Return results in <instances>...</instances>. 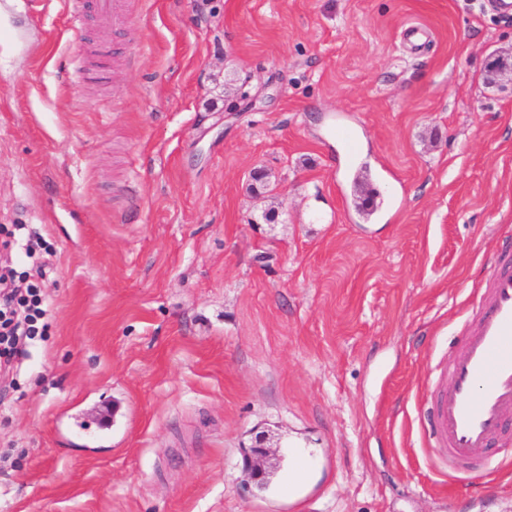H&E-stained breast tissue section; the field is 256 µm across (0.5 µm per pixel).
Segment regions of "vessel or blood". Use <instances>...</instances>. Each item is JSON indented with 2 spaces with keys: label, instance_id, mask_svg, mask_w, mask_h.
Here are the masks:
<instances>
[{
  "label": "vessel or blood",
  "instance_id": "obj_1",
  "mask_svg": "<svg viewBox=\"0 0 512 512\" xmlns=\"http://www.w3.org/2000/svg\"><path fill=\"white\" fill-rule=\"evenodd\" d=\"M70 21L83 29L93 19L102 29L128 26L126 0H67ZM112 51L96 44L85 56L82 75L103 82ZM500 269L484 295L477 326L469 331L449 371V387L432 411L430 427L436 446L463 463L503 429L512 413V252L503 251Z\"/></svg>",
  "mask_w": 512,
  "mask_h": 512
}]
</instances>
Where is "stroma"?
<instances>
[{
    "instance_id": "stroma-1",
    "label": "stroma",
    "mask_w": 512,
    "mask_h": 512,
    "mask_svg": "<svg viewBox=\"0 0 512 512\" xmlns=\"http://www.w3.org/2000/svg\"><path fill=\"white\" fill-rule=\"evenodd\" d=\"M128 9L96 84L64 0H0V225L46 241L52 321L0 401V512H512V428L479 472L423 434L512 243V14ZM268 439L263 432L255 436L254 444L251 446V456L246 465L250 478L257 484L264 481L267 476L265 464L269 454Z\"/></svg>"
}]
</instances>
